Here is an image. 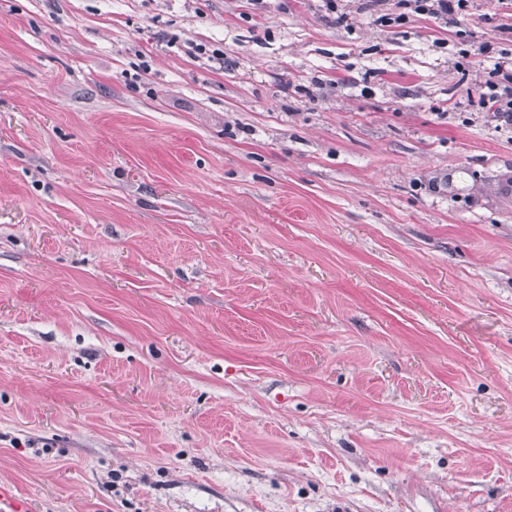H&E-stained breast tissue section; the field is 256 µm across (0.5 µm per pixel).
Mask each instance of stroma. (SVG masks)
<instances>
[{
	"instance_id": "1",
	"label": "stroma",
	"mask_w": 512,
	"mask_h": 512,
	"mask_svg": "<svg viewBox=\"0 0 512 512\" xmlns=\"http://www.w3.org/2000/svg\"><path fill=\"white\" fill-rule=\"evenodd\" d=\"M346 9L0 0L27 512H512V6ZM392 8L376 18L380 25L391 28L405 26L412 16H427L457 26L471 15L473 0H397ZM491 74L501 79L486 81L479 93V104L494 112L499 121L512 125V55L501 54Z\"/></svg>"
}]
</instances>
